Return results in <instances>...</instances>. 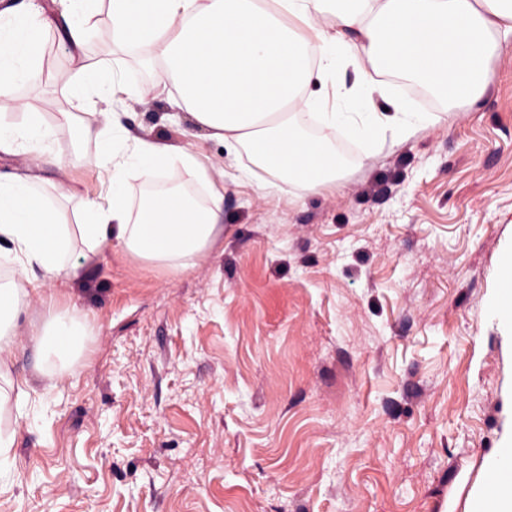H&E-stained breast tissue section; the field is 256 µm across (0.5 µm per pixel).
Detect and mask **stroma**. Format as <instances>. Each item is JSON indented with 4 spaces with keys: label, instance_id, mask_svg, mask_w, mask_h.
Returning <instances> with one entry per match:
<instances>
[{
    "label": "stroma",
    "instance_id": "1",
    "mask_svg": "<svg viewBox=\"0 0 512 512\" xmlns=\"http://www.w3.org/2000/svg\"><path fill=\"white\" fill-rule=\"evenodd\" d=\"M100 15L88 61L117 75L130 137L195 152L224 185V236L185 271L106 245L81 283L40 281L8 361L29 383L0 512H471L512 435V335L488 312L512 252V45L474 105L428 107L414 137L355 139L314 192L235 184L222 141L174 111ZM58 30L44 39L45 121L76 98ZM40 176L105 200L95 142L53 128ZM87 316L82 355L41 389L29 336L44 299Z\"/></svg>",
    "mask_w": 512,
    "mask_h": 512
}]
</instances>
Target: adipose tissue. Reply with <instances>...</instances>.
Instances as JSON below:
<instances>
[{
    "label": "adipose tissue",
    "instance_id": "obj_1",
    "mask_svg": "<svg viewBox=\"0 0 512 512\" xmlns=\"http://www.w3.org/2000/svg\"><path fill=\"white\" fill-rule=\"evenodd\" d=\"M64 39L82 49L92 20L106 10L112 44L139 48L155 73L154 89L174 88L175 105L195 124L224 141L232 160L248 156L268 170L257 190L277 182L304 191L336 182L341 169L329 143L302 131L290 110L315 112L317 122L351 135L416 134L426 118L397 95L392 78L411 77L453 102H476L484 93L486 64L512 39V0H70ZM53 21L19 6L0 10V151L40 158L49 134L38 113L25 124L9 122L23 110L17 84L37 87L39 52ZM354 80H347V73ZM113 71L82 64L70 84L79 98L107 100ZM388 105L374 108L375 99ZM56 125L101 147L96 164L112 199L76 197L62 184L55 196L37 188L38 177L12 173L0 179V251L15 267L0 282V369L15 346V326L30 299L29 269L43 278L82 279L103 245L179 271L193 265L224 233V188L187 149L147 139L113 144L114 124L101 110L61 112ZM168 169L206 187L198 206L182 187L126 198L130 173L155 183ZM74 202L77 223L63 220L60 200ZM87 324L77 308H49L31 340L39 371L60 381L82 353Z\"/></svg>",
    "mask_w": 512,
    "mask_h": 512
}]
</instances>
